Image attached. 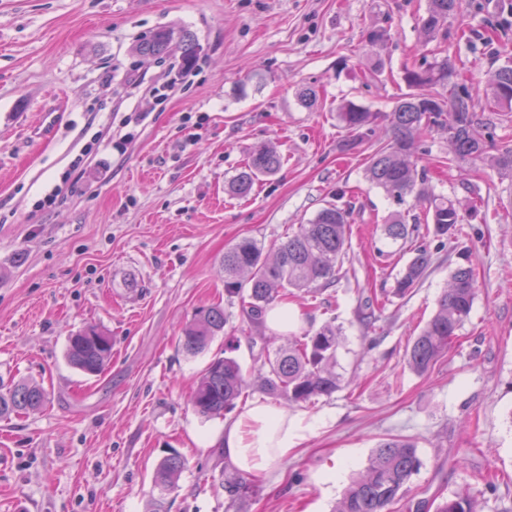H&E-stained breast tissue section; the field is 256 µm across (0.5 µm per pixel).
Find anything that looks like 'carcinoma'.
<instances>
[{"mask_svg":"<svg viewBox=\"0 0 512 512\" xmlns=\"http://www.w3.org/2000/svg\"><path fill=\"white\" fill-rule=\"evenodd\" d=\"M457 0H428L423 19L425 43L448 36L443 26L454 14ZM181 52V61L191 67L197 46L191 39L160 29L140 39L135 50L142 56L166 60L172 45ZM403 81L411 92L397 102L389 118L388 139L376 146L365 169V178L401 205L412 197L422 216L408 218L395 211L385 221V238L404 243L420 236V225L439 241L457 233V226L473 217L477 205L463 207L455 197L439 194L428 185L425 169L412 160L420 141L433 129L448 134L452 157L448 165L483 160L502 178L512 179V147L495 149L488 133L494 121L478 117L477 111L501 116L512 112V64L496 69L483 90L484 105L467 86V78L453 60L433 57L430 62L407 67ZM343 127L358 137L373 132L378 113L345 101L337 108ZM281 157L270 147L256 149L244 169L224 185L230 196L244 197L261 176L276 174ZM349 211L330 204L322 208L307 224L280 242L270 257L254 239L245 238L224 252V291L236 296L242 312L253 324H260L266 312L291 290L314 293L330 287L336 268L346 253L349 235ZM432 262V253L422 244L395 278L393 294L404 297L419 287ZM477 294L472 266L456 265L449 274L448 288L441 294L437 308L426 322L408 351V363L419 374L429 371L448 349L458 331L468 320ZM227 318L219 305L199 310L184 329L179 340L181 349L196 355L208 348L224 331ZM340 328L326 323L319 329L299 336H288V344L275 348L264 363L261 389L287 407L312 403L329 397L341 386L336 372V352L340 345ZM238 340H224L228 356L212 360L200 376L192 395L195 410L206 417L231 411L236 401L250 388L239 360L232 356ZM112 355V339L95 326H88L68 338L70 363L88 375H98ZM47 396L37 384L18 382L0 387V418L22 411H36L45 406ZM186 459L172 449L158 463L155 483L163 490L176 487ZM421 468L417 445L409 438H386L380 441L370 458L365 474L345 492L336 512H393L392 506L405 497L408 484ZM435 512H474L470 496L455 493L441 500Z\"/></svg>","mask_w":512,"mask_h":512,"instance_id":"cac0c4a2","label":"carcinoma"}]
</instances>
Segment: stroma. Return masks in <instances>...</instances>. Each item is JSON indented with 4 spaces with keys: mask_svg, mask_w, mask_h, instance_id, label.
I'll return each mask as SVG.
<instances>
[{
    "mask_svg": "<svg viewBox=\"0 0 512 512\" xmlns=\"http://www.w3.org/2000/svg\"><path fill=\"white\" fill-rule=\"evenodd\" d=\"M425 9L426 0H0V382L48 394L43 409L0 419V512H333L391 437L418 447L410 507L464 490L476 512H512V182L478 161L449 168L446 134L425 139L418 163L431 185L480 213L399 298L395 277L412 249L382 235L395 205L365 178L372 142L338 150L349 136L340 100L378 113L383 128L407 93L404 69L429 52ZM462 24L472 42L457 39ZM373 28L390 40L370 44ZM159 29L196 43L191 71L134 53ZM448 30L442 50L485 84L512 59V0H459ZM303 86L317 90L315 107L298 101ZM46 108L60 120L44 137ZM262 146L282 155L280 171L246 197L226 194ZM332 202L350 211L348 250L332 287L291 298L290 329L341 326L344 384L290 408L306 427L301 446L253 493L230 498L214 446L224 420L190 403L224 339L192 356L179 337L215 304L226 333L239 334L225 249L244 237L271 247ZM466 260L472 312L418 374L408 346ZM89 325L112 338L97 377L65 357L68 337ZM265 345L256 329L236 352L250 400L262 395ZM171 448L187 466L163 492L153 476ZM489 471L507 482L486 489Z\"/></svg>",
    "mask_w": 512,
    "mask_h": 512,
    "instance_id": "1",
    "label": "stroma"
}]
</instances>
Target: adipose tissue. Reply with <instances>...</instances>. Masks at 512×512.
Masks as SVG:
<instances>
[{"label":"adipose tissue","mask_w":512,"mask_h":512,"mask_svg":"<svg viewBox=\"0 0 512 512\" xmlns=\"http://www.w3.org/2000/svg\"><path fill=\"white\" fill-rule=\"evenodd\" d=\"M303 438L286 412L254 400L236 418L225 422L218 438L224 460L236 471L265 478L274 461L288 458Z\"/></svg>","instance_id":"obj_1"}]
</instances>
